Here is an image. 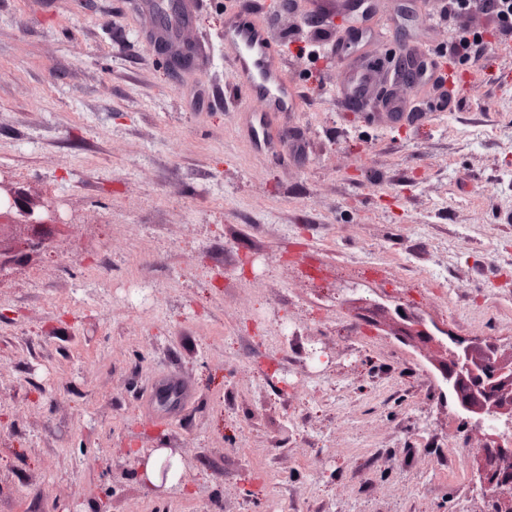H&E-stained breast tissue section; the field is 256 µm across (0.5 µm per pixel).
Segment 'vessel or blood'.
Listing matches in <instances>:
<instances>
[{
    "instance_id": "vessel-or-blood-1",
    "label": "vessel or blood",
    "mask_w": 512,
    "mask_h": 512,
    "mask_svg": "<svg viewBox=\"0 0 512 512\" xmlns=\"http://www.w3.org/2000/svg\"><path fill=\"white\" fill-rule=\"evenodd\" d=\"M224 51L240 86L263 97L270 112L294 111L301 95L283 79V58L269 41L262 22L233 10L224 22Z\"/></svg>"
}]
</instances>
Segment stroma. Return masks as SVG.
I'll list each match as a JSON object with an SVG mask.
<instances>
[{
    "label": "stroma",
    "mask_w": 512,
    "mask_h": 512,
    "mask_svg": "<svg viewBox=\"0 0 512 512\" xmlns=\"http://www.w3.org/2000/svg\"><path fill=\"white\" fill-rule=\"evenodd\" d=\"M155 2L0 0V174L64 219L0 278V512H486L487 439L435 342L512 350L496 24L447 0H202L174 75ZM246 5L302 93L261 138L222 40ZM463 30L460 80L385 63ZM341 33L376 65L368 102L337 95ZM166 372L192 394L176 422L141 399ZM149 448L177 450L178 486L141 479Z\"/></svg>",
    "instance_id": "1"
}]
</instances>
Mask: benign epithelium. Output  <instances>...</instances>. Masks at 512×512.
I'll use <instances>...</instances> for the list:
<instances>
[{"instance_id":"1","label":"benign epithelium","mask_w":512,"mask_h":512,"mask_svg":"<svg viewBox=\"0 0 512 512\" xmlns=\"http://www.w3.org/2000/svg\"><path fill=\"white\" fill-rule=\"evenodd\" d=\"M156 48L166 56L171 71L185 68L180 55L189 53L188 49H169L162 41ZM394 68L410 85L419 72L417 57L397 56ZM62 223L50 202L0 178V236L6 228H24L22 252L47 248L53 226ZM439 349L444 352V381L456 408L473 426L488 431L487 463L472 487L496 503L497 512H512V434L506 433L512 428V355L506 357L498 345L480 341L456 340L448 346L439 344Z\"/></svg>"}]
</instances>
